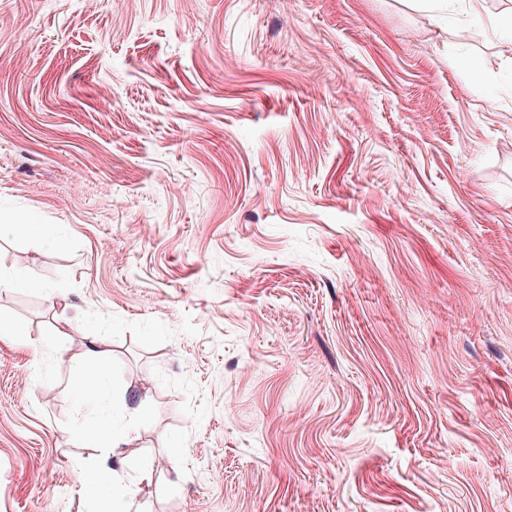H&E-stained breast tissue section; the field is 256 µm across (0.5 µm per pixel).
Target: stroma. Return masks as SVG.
I'll use <instances>...</instances> for the list:
<instances>
[{
  "label": "stroma",
  "instance_id": "1",
  "mask_svg": "<svg viewBox=\"0 0 512 512\" xmlns=\"http://www.w3.org/2000/svg\"><path fill=\"white\" fill-rule=\"evenodd\" d=\"M20 266L0 512H512V42L465 6L0 0ZM106 365L102 363L95 371L85 375L79 387L87 402H96L101 399L105 390ZM112 447H104L105 460L111 459L110 454L112 453V475L116 478H120L122 474H126L129 471H134L139 468V460L131 453L116 452L117 443L112 441Z\"/></svg>",
  "mask_w": 512,
  "mask_h": 512
}]
</instances>
